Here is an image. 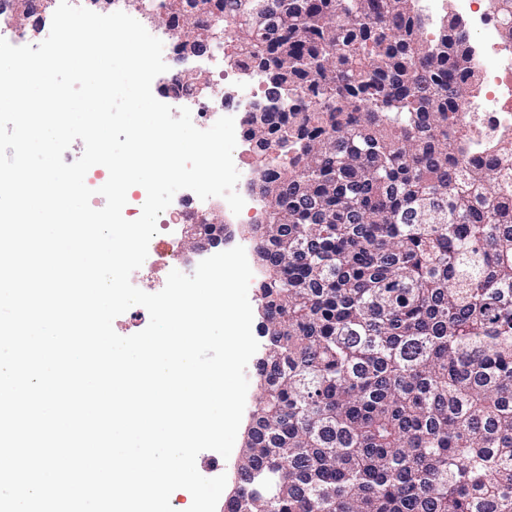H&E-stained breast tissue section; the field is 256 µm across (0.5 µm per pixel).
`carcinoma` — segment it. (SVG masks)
<instances>
[{"mask_svg": "<svg viewBox=\"0 0 512 512\" xmlns=\"http://www.w3.org/2000/svg\"><path fill=\"white\" fill-rule=\"evenodd\" d=\"M143 2L288 105L245 111L265 348L229 512H512V133L473 173L462 19L430 38L416 0Z\"/></svg>", "mask_w": 512, "mask_h": 512, "instance_id": "obj_1", "label": "carcinoma"}]
</instances>
